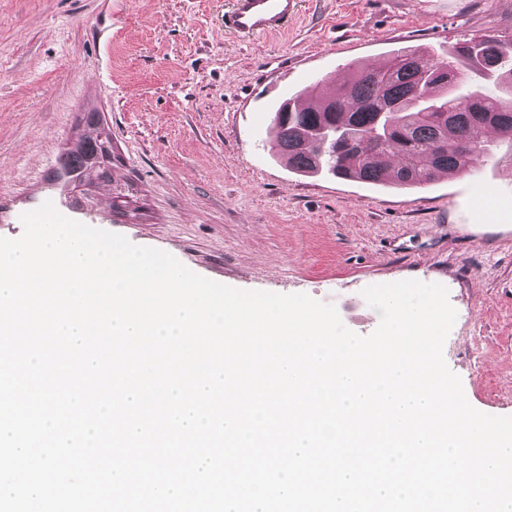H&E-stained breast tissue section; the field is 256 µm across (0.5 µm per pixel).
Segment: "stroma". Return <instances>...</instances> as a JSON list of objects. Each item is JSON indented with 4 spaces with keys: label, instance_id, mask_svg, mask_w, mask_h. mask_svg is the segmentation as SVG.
<instances>
[{
    "label": "stroma",
    "instance_id": "35a3bbf8",
    "mask_svg": "<svg viewBox=\"0 0 512 512\" xmlns=\"http://www.w3.org/2000/svg\"><path fill=\"white\" fill-rule=\"evenodd\" d=\"M229 0H0V237L64 216L246 291L334 304L366 336V286L449 290L446 363L477 410L512 416V143L474 171L390 188L303 176L272 149L281 102L412 46L512 36V0H302L282 30L224 28ZM112 136V180L54 177L83 113Z\"/></svg>",
    "mask_w": 512,
    "mask_h": 512
}]
</instances>
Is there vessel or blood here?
Masks as SVG:
<instances>
[{"label": "vessel or blood", "mask_w": 512, "mask_h": 512, "mask_svg": "<svg viewBox=\"0 0 512 512\" xmlns=\"http://www.w3.org/2000/svg\"><path fill=\"white\" fill-rule=\"evenodd\" d=\"M297 8L298 0H234L224 23L243 35H266L280 30Z\"/></svg>", "instance_id": "b4317fda"}]
</instances>
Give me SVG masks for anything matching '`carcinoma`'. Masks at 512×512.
Instances as JSON below:
<instances>
[{
    "label": "carcinoma",
    "instance_id": "obj_1",
    "mask_svg": "<svg viewBox=\"0 0 512 512\" xmlns=\"http://www.w3.org/2000/svg\"><path fill=\"white\" fill-rule=\"evenodd\" d=\"M493 79L502 95L458 88L462 68ZM277 153L306 174L398 188L472 170L493 154L487 132L512 141V39L482 34L445 59L400 48L380 66H357L347 82L307 111L274 112ZM99 151L87 134L63 157L61 175L81 173Z\"/></svg>",
    "mask_w": 512,
    "mask_h": 512
}]
</instances>
